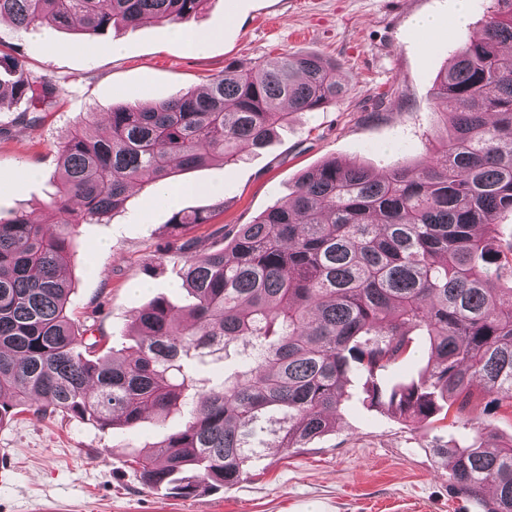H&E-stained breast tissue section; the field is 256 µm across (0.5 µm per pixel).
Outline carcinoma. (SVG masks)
Listing matches in <instances>:
<instances>
[{
	"mask_svg": "<svg viewBox=\"0 0 512 512\" xmlns=\"http://www.w3.org/2000/svg\"><path fill=\"white\" fill-rule=\"evenodd\" d=\"M207 0H0L16 32L68 27L93 33L145 20L184 22ZM512 0H494L481 34L440 72L435 96L452 115L448 138L418 167L379 175L326 161L301 174L288 201L237 224L224 247L181 240L208 213L169 222L184 255L193 302L177 321L155 298L133 316L134 344L112 359L103 337L71 317L65 277L73 225L123 208L135 185L169 183L177 168L235 159L265 147L292 112L344 97L336 63L284 52L224 70L203 89L112 109L108 132L72 131L59 149L61 179L49 209L61 230L44 233L24 212L0 217V427L20 406L47 418L133 430L146 415L187 420L150 452L132 456L141 484L188 498L231 487L261 450L306 447L334 429L354 373L363 402L402 422L471 404L478 377L512 402V240L496 233L512 212ZM5 93L41 112L54 83L18 64ZM425 331L427 376L385 387L382 372L413 352ZM237 356L236 368L195 400L196 358ZM467 448L436 445L449 478L490 512H512V438L491 430Z\"/></svg>",
	"mask_w": 512,
	"mask_h": 512,
	"instance_id": "1",
	"label": "carcinoma"
}]
</instances>
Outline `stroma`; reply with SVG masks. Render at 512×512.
Listing matches in <instances>:
<instances>
[{
  "mask_svg": "<svg viewBox=\"0 0 512 512\" xmlns=\"http://www.w3.org/2000/svg\"><path fill=\"white\" fill-rule=\"evenodd\" d=\"M491 5L470 0L460 25L453 0H208L187 21L219 34L203 54L169 40L153 21L102 35L78 25L21 36L0 29V57L55 84L37 121L22 120L26 100L0 104V211H27L46 233L57 232L47 203L58 148L75 127L102 131L113 107L198 90L226 67L280 52L338 62L347 89L341 100L292 114L264 149H244L236 162L174 177L199 192L161 205L150 185H138L123 209L73 229L65 275L74 318L121 350L134 333L133 314L155 297L178 309L188 301L181 254L158 253L174 213L223 202L210 223L185 232L207 251L215 228L250 223L325 161H356L381 174L426 158L447 134L436 76L462 41L479 35ZM420 16L437 18L438 32L418 29ZM113 44L118 52H110ZM25 169L34 177H22ZM472 390V423L452 408L446 418L404 424L363 403L361 383L351 379L332 431L299 450L269 449L253 460L249 478L192 498L146 488L126 465L179 430L181 414L151 415L130 431L21 411L0 427V512H481L454 489L446 459L432 450L467 447L480 427L512 437V406L489 405L481 383Z\"/></svg>",
  "mask_w": 512,
  "mask_h": 512,
  "instance_id": "stroma-1",
  "label": "stroma"
}]
</instances>
